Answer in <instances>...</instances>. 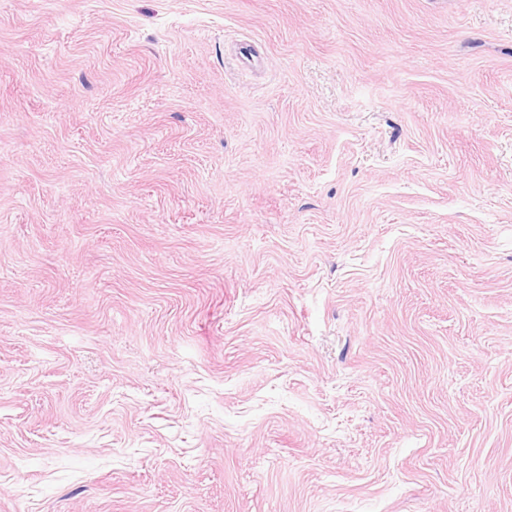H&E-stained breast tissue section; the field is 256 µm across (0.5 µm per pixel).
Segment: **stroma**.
<instances>
[{
	"label": "stroma",
	"instance_id": "35a3bbf8",
	"mask_svg": "<svg viewBox=\"0 0 512 512\" xmlns=\"http://www.w3.org/2000/svg\"><path fill=\"white\" fill-rule=\"evenodd\" d=\"M0 512H512V0H0Z\"/></svg>",
	"mask_w": 512,
	"mask_h": 512
}]
</instances>
